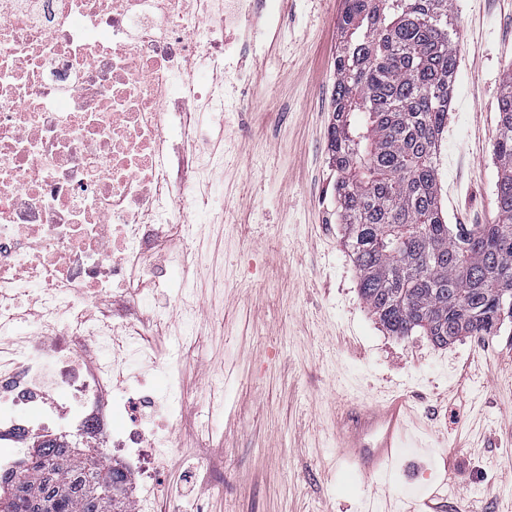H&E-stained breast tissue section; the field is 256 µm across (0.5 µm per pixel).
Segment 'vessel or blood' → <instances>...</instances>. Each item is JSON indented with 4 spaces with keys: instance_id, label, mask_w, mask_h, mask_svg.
Here are the masks:
<instances>
[{
    "instance_id": "vessel-or-blood-1",
    "label": "vessel or blood",
    "mask_w": 512,
    "mask_h": 512,
    "mask_svg": "<svg viewBox=\"0 0 512 512\" xmlns=\"http://www.w3.org/2000/svg\"><path fill=\"white\" fill-rule=\"evenodd\" d=\"M412 409L401 396L356 407L343 421L336 458L367 477L383 474L397 456Z\"/></svg>"
}]
</instances>
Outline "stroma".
Instances as JSON below:
<instances>
[{
	"instance_id": "35a3bbf8",
	"label": "stroma",
	"mask_w": 512,
	"mask_h": 512,
	"mask_svg": "<svg viewBox=\"0 0 512 512\" xmlns=\"http://www.w3.org/2000/svg\"><path fill=\"white\" fill-rule=\"evenodd\" d=\"M458 69L437 153L452 224L496 221L498 99L512 64V0H449ZM343 0H281V24L252 15L248 112L206 125L187 157L223 156L207 220L192 208L204 269L162 260L148 327L163 370L132 367L151 390L143 409L169 451L150 486L155 512H390L440 474L439 512H512V320L493 336L440 346L389 335L369 311L344 242L329 162ZM198 303L186 321L180 292ZM403 393L414 407L409 445L384 476L338 467L337 421L350 403Z\"/></svg>"
}]
</instances>
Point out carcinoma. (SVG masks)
I'll use <instances>...</instances> for the list:
<instances>
[{"label":"carcinoma","mask_w":512,"mask_h":512,"mask_svg":"<svg viewBox=\"0 0 512 512\" xmlns=\"http://www.w3.org/2000/svg\"><path fill=\"white\" fill-rule=\"evenodd\" d=\"M329 128L345 246L371 313L437 345L489 336L512 298V66L502 80L495 224L446 223L435 156L458 36L448 0H345ZM129 474L97 448L44 439L0 469V512H131Z\"/></svg>","instance_id":"carcinoma-1"}]
</instances>
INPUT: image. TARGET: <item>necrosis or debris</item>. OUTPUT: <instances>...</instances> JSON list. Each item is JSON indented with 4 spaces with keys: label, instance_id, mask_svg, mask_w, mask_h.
I'll use <instances>...</instances> for the list:
<instances>
[{
    "label": "necrosis or debris",
    "instance_id": "necrosis-or-debris-1",
    "mask_svg": "<svg viewBox=\"0 0 512 512\" xmlns=\"http://www.w3.org/2000/svg\"><path fill=\"white\" fill-rule=\"evenodd\" d=\"M231 54L223 28L187 0H0V337L34 300L60 329L54 372L38 359L42 336L0 354V468L54 427L137 454L141 476L165 456L135 415L161 396L124 375L132 358L156 361L153 344L130 313L87 308L113 294L148 301L163 275L156 256L198 262L176 210L218 160L178 176L169 157L201 133L192 107L205 90L190 64ZM89 341L102 362L82 361ZM110 386L120 395L107 411L98 397Z\"/></svg>",
    "mask_w": 512,
    "mask_h": 512
}]
</instances>
